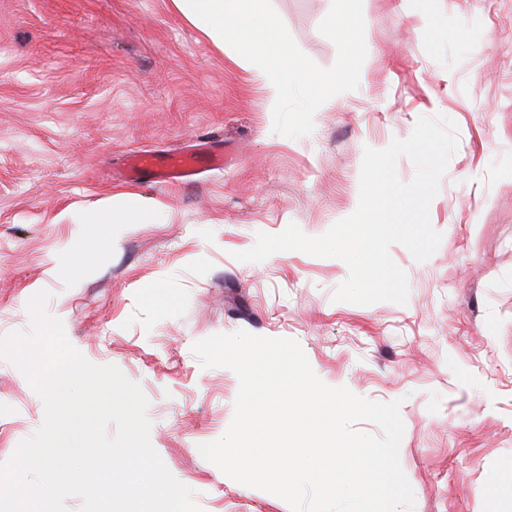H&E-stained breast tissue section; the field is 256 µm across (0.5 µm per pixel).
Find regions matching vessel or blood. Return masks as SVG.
Listing matches in <instances>:
<instances>
[{
    "label": "vessel or blood",
    "mask_w": 512,
    "mask_h": 512,
    "mask_svg": "<svg viewBox=\"0 0 512 512\" xmlns=\"http://www.w3.org/2000/svg\"><path fill=\"white\" fill-rule=\"evenodd\" d=\"M229 155L223 148H205L193 152H140L134 155L128 170L129 178H137L142 170H152L158 183L169 185L195 175L200 166L223 168Z\"/></svg>",
    "instance_id": "vessel-or-blood-1"
}]
</instances>
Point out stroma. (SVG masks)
<instances>
[{
	"instance_id": "obj_1",
	"label": "stroma",
	"mask_w": 512,
	"mask_h": 512,
	"mask_svg": "<svg viewBox=\"0 0 512 512\" xmlns=\"http://www.w3.org/2000/svg\"><path fill=\"white\" fill-rule=\"evenodd\" d=\"M323 68L332 0H272ZM356 90L314 131L272 130L265 73L219 48L172 0H0V336L28 331V300L90 362L117 366L149 400L150 442L201 512H291L205 460L239 389L193 344L245 330L292 338L329 386L402 399L401 467L413 512H512V0H363ZM444 115L459 143L430 221L437 251L401 245L406 304L333 301L349 270L300 251L239 262L257 233L326 232L358 205L365 148ZM230 145L235 165L167 186L114 176L138 151ZM130 193L155 224H101ZM22 372L0 359V462L42 424Z\"/></svg>"
}]
</instances>
